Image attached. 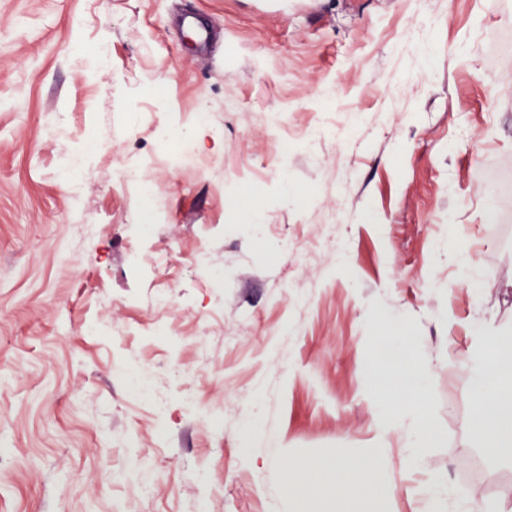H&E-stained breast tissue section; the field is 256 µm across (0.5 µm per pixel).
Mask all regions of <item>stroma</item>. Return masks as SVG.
<instances>
[{
    "label": "stroma",
    "instance_id": "stroma-1",
    "mask_svg": "<svg viewBox=\"0 0 512 512\" xmlns=\"http://www.w3.org/2000/svg\"><path fill=\"white\" fill-rule=\"evenodd\" d=\"M374 312L432 364L418 468L372 405ZM509 319L512 0H0V512H314L280 461L379 443L386 512H426L440 468L512 502L460 363Z\"/></svg>",
    "mask_w": 512,
    "mask_h": 512
}]
</instances>
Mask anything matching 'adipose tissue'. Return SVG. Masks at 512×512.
Instances as JSON below:
<instances>
[{
  "label": "adipose tissue",
  "mask_w": 512,
  "mask_h": 512,
  "mask_svg": "<svg viewBox=\"0 0 512 512\" xmlns=\"http://www.w3.org/2000/svg\"><path fill=\"white\" fill-rule=\"evenodd\" d=\"M474 348L465 356L472 393L479 408L472 427L482 442L484 454L494 460L512 459V334L492 332L480 323L472 330ZM402 356L406 367L374 394V404L382 413H394L396 422H408L405 431L412 464H419L427 448L440 439L428 410V382L431 367L420 357L419 343H412ZM284 485L293 501L307 500L309 479L317 477L325 489L320 512H376L378 500L387 489L381 476V456L371 453L357 458L328 457L303 459L284 464ZM361 496L347 502L346 488Z\"/></svg>",
  "instance_id": "obj_1"
}]
</instances>
